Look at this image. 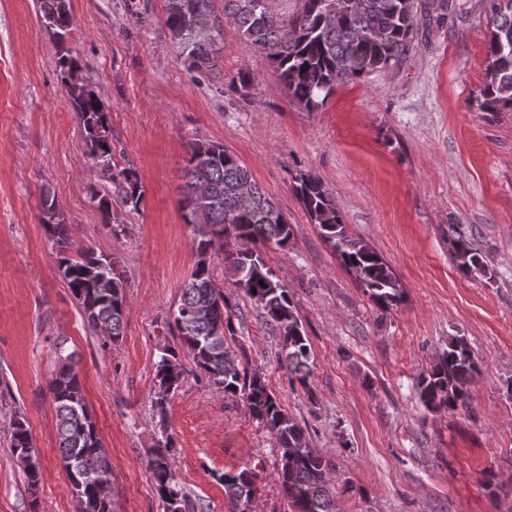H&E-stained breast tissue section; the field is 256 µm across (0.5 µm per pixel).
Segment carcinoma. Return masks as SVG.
<instances>
[{"instance_id": "obj_1", "label": "carcinoma", "mask_w": 512, "mask_h": 512, "mask_svg": "<svg viewBox=\"0 0 512 512\" xmlns=\"http://www.w3.org/2000/svg\"><path fill=\"white\" fill-rule=\"evenodd\" d=\"M270 2L224 0V15L219 16L213 0H165V23L187 69L197 72L215 66L224 42V22L233 23L250 49L274 63L289 96L307 109L319 106L339 84L401 64L418 30L415 0H349L347 12L337 19L326 11L325 0H301L298 10L289 16L273 9ZM39 3L46 29L63 40L73 25L68 0ZM486 19L487 68L479 107L484 112H512V0L505 4L489 0ZM58 67L60 82L83 127L86 154L92 164L112 168L114 197L137 208L142 186L133 169H119L113 161L108 108L84 79L71 81L73 73L81 72L76 58L63 54ZM182 179L186 195L181 207L185 223L194 232L198 260L181 287L172 327L208 382L226 395L242 396L252 417L275 438L281 462L277 479L295 512H339L335 486L325 478L329 462L310 448L304 428L282 408L254 368L238 358L233 349L234 305L210 288L214 282L212 261L222 254L234 285L260 304L268 324L281 337L279 361L302 387H308L310 347L303 324L288 288L280 283L262 252L271 241L287 246L292 227L251 171L221 144L193 142ZM295 191L311 223L318 225L325 243L354 274L370 301L381 311L398 304L403 287L394 271L373 248L349 235L321 181L311 174L301 175ZM114 197L93 193L102 223L108 226L114 219ZM39 220L62 254L59 271L88 328L116 343L123 336L126 293L112 260L92 246L79 250L75 258L66 256L71 246L70 228L57 198L48 190L41 194ZM453 254L462 275L487 273L482 255L469 241L454 240ZM478 372L468 343L451 336L448 348L419 378L420 400L430 412H454L465 405L469 385ZM182 376L178 353L164 349L155 367L159 414H164L168 396L180 386ZM50 390L58 449L76 499V512H112L111 498L100 492L101 482L112 478V459L86 404L73 354L59 355ZM10 448L28 485L37 487L40 462L26 421L18 415L11 421ZM172 448L168 436L152 450L148 470L164 512H188L192 505L177 479ZM255 479L250 468L219 477L230 501L244 505L258 492Z\"/></svg>"}]
</instances>
